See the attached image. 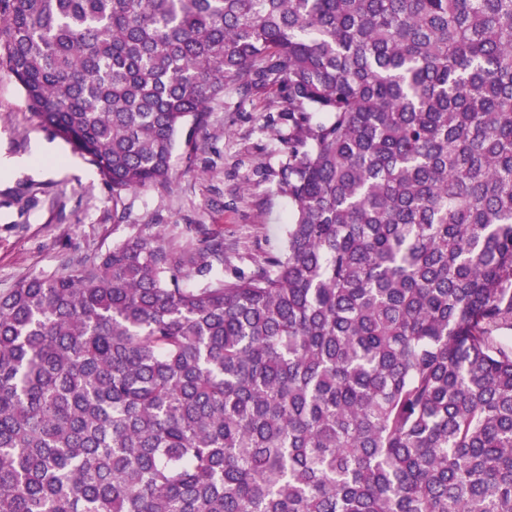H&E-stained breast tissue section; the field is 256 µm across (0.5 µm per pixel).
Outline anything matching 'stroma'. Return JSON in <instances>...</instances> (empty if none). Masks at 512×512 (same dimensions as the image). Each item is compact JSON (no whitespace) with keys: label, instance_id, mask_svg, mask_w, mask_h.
<instances>
[{"label":"stroma","instance_id":"obj_1","mask_svg":"<svg viewBox=\"0 0 512 512\" xmlns=\"http://www.w3.org/2000/svg\"><path fill=\"white\" fill-rule=\"evenodd\" d=\"M279 109L270 93L212 113L198 134L205 150L177 146L170 192L129 193L117 207L96 167L41 126L18 83L0 72V158H25L39 144L55 154L40 171L0 173V292L52 275L66 256L111 249L133 224L159 225L167 236L205 225L223 236L228 270L248 269L252 259L280 249L292 204L273 189L280 149L274 133L288 129Z\"/></svg>","mask_w":512,"mask_h":512}]
</instances>
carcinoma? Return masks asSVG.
Returning a JSON list of instances; mask_svg holds the SVG:
<instances>
[{"label":"carcinoma","mask_w":512,"mask_h":512,"mask_svg":"<svg viewBox=\"0 0 512 512\" xmlns=\"http://www.w3.org/2000/svg\"><path fill=\"white\" fill-rule=\"evenodd\" d=\"M0 72L115 206L274 92L293 206L0 293V512H512V0H0Z\"/></svg>","instance_id":"carcinoma-1"}]
</instances>
